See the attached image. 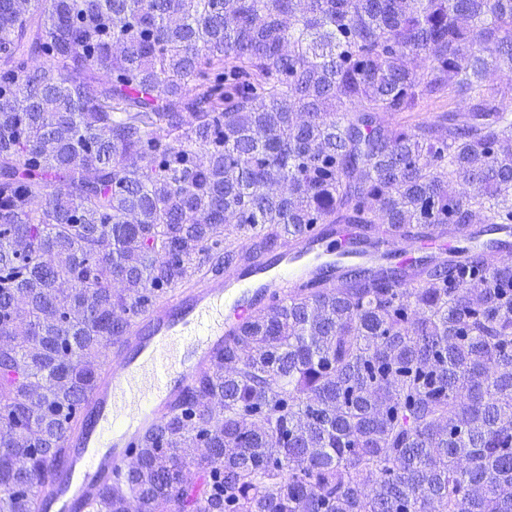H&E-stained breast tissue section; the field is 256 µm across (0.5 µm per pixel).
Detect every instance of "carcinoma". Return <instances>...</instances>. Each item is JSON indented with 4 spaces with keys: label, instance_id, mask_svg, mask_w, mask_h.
Instances as JSON below:
<instances>
[{
    "label": "carcinoma",
    "instance_id": "1",
    "mask_svg": "<svg viewBox=\"0 0 512 512\" xmlns=\"http://www.w3.org/2000/svg\"><path fill=\"white\" fill-rule=\"evenodd\" d=\"M504 68L512 0H0V512L139 311L313 224L374 258L256 308L86 512H512V264L384 248L512 224Z\"/></svg>",
    "mask_w": 512,
    "mask_h": 512
}]
</instances>
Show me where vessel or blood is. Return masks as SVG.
I'll list each match as a JSON object with an SVG mask.
<instances>
[{"label":"vessel or blood","instance_id":"vessel-or-blood-1","mask_svg":"<svg viewBox=\"0 0 512 512\" xmlns=\"http://www.w3.org/2000/svg\"><path fill=\"white\" fill-rule=\"evenodd\" d=\"M478 245L495 243L512 253V224L474 226ZM348 235L312 226L294 251L273 252L258 266L225 276L208 272L140 311L119 345L116 363L80 404V430L65 439L60 477L39 487L42 512H82L97 487L125 470L145 436L187 396L199 367L224 349L258 306L286 301L313 273L354 262ZM454 242H393L396 263L422 256L447 260Z\"/></svg>","mask_w":512,"mask_h":512}]
</instances>
